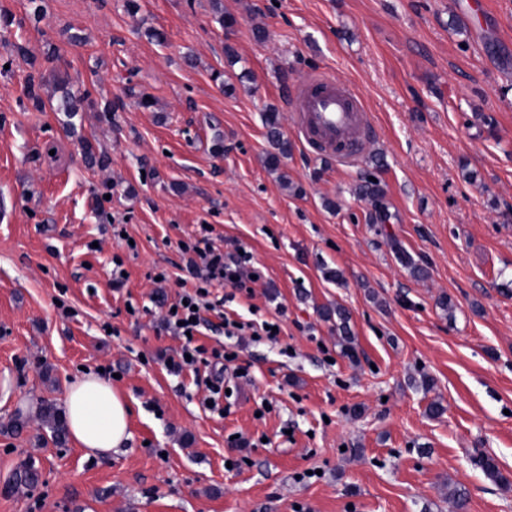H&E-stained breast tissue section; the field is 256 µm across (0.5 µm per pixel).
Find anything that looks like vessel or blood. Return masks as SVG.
I'll return each mask as SVG.
<instances>
[{
  "label": "vessel or blood",
  "mask_w": 512,
  "mask_h": 512,
  "mask_svg": "<svg viewBox=\"0 0 512 512\" xmlns=\"http://www.w3.org/2000/svg\"><path fill=\"white\" fill-rule=\"evenodd\" d=\"M289 104L294 110L293 129L301 141L336 161L355 160L373 134L362 96L328 74L306 78Z\"/></svg>",
  "instance_id": "obj_1"
}]
</instances>
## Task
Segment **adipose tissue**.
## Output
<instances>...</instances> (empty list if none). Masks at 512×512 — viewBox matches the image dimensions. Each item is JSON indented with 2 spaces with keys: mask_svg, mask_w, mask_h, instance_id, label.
I'll return each instance as SVG.
<instances>
[{
  "mask_svg": "<svg viewBox=\"0 0 512 512\" xmlns=\"http://www.w3.org/2000/svg\"><path fill=\"white\" fill-rule=\"evenodd\" d=\"M65 414L73 441L87 455L110 456L129 438V405L96 374H86L70 386Z\"/></svg>",
  "mask_w": 512,
  "mask_h": 512,
  "instance_id": "obj_1",
  "label": "adipose tissue"
}]
</instances>
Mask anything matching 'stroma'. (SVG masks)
<instances>
[{
  "label": "stroma",
  "mask_w": 512,
  "mask_h": 512,
  "mask_svg": "<svg viewBox=\"0 0 512 512\" xmlns=\"http://www.w3.org/2000/svg\"><path fill=\"white\" fill-rule=\"evenodd\" d=\"M214 1L38 0L36 16L0 0V39L23 46L0 49V512H460V486L461 512H512L476 464L512 480V0L484 15L477 0H218L229 31ZM316 72L373 116L352 166L293 131L288 98ZM32 73L42 98L61 79L86 92L75 135L26 102ZM272 107L290 145L276 172ZM83 137L104 166H85ZM370 178L381 199L359 195ZM203 224L261 274L227 315L281 333L239 342L204 312L199 342L237 358L174 376L181 342L160 322L195 285L178 243ZM85 372L131 407L106 458L39 418ZM216 378L220 413L204 404ZM26 464L37 486L4 493Z\"/></svg>",
  "instance_id": "35a3bbf8"
}]
</instances>
